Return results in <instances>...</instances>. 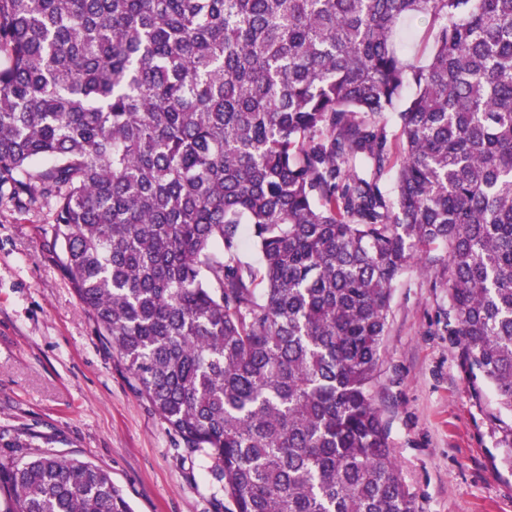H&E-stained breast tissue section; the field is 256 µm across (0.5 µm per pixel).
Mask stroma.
Returning a JSON list of instances; mask_svg holds the SVG:
<instances>
[{
	"label": "stroma",
	"mask_w": 512,
	"mask_h": 512,
	"mask_svg": "<svg viewBox=\"0 0 512 512\" xmlns=\"http://www.w3.org/2000/svg\"><path fill=\"white\" fill-rule=\"evenodd\" d=\"M53 205L0 195V429L108 470L135 512H224L212 463L134 389L59 271ZM419 264L392 290L374 402L415 512H512V463Z\"/></svg>",
	"instance_id": "obj_1"
}]
</instances>
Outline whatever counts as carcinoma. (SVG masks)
Segmentation results:
<instances>
[{
  "instance_id": "cac0c4a2",
  "label": "carcinoma",
  "mask_w": 512,
  "mask_h": 512,
  "mask_svg": "<svg viewBox=\"0 0 512 512\" xmlns=\"http://www.w3.org/2000/svg\"><path fill=\"white\" fill-rule=\"evenodd\" d=\"M2 188L54 202L58 268L224 512H415L372 388L439 245L512 458V0H0ZM0 447V512H133L91 461ZM429 28V22L426 17H419L414 22L403 21L398 25V43L404 56L410 60L422 64L431 47L432 39L426 37ZM412 29L421 39L407 36V30Z\"/></svg>"
}]
</instances>
